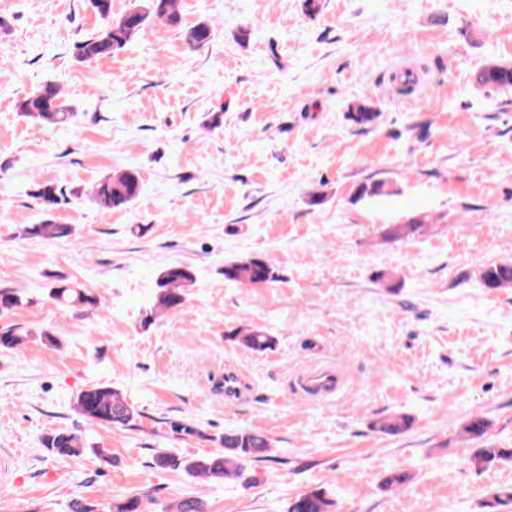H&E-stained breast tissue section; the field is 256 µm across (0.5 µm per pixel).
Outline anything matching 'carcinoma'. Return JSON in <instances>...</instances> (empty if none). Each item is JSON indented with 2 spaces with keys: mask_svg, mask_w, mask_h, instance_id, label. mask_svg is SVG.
I'll list each match as a JSON object with an SVG mask.
<instances>
[{
  "mask_svg": "<svg viewBox=\"0 0 512 512\" xmlns=\"http://www.w3.org/2000/svg\"><path fill=\"white\" fill-rule=\"evenodd\" d=\"M91 7L105 21L97 32L77 44V56L81 59L109 58L120 52L130 40L150 21L177 28L181 24L179 0H144V4L112 18V0H90ZM212 38V28L200 23L185 33V42L192 48L206 45ZM475 82L483 87L501 91L512 89V64L491 62L475 74ZM18 112L35 122L68 127L72 124L74 112L66 104L59 87L44 82L26 94L16 105ZM379 113L371 107L359 104L349 114V120L360 127L373 125ZM141 180L138 171L128 169L112 174L99 181L92 192L91 200L107 210L120 209L135 201L140 194ZM382 181L360 185L354 193L357 200L379 196L384 193ZM36 197L41 201L45 219L32 225L29 233L44 240H58L70 235L66 224H58L52 219V212L64 201V190L54 183L39 186ZM425 216L420 214L403 224H393L389 235L393 239H408L421 234ZM224 278L244 285L266 284L276 280L273 267L260 257H247L224 264ZM485 287L499 289L512 287V265L493 264L480 273ZM193 283L190 268L172 265L164 269L157 280V306L163 313H176L185 301V288ZM48 297L55 304L68 309L88 311L98 307L93 294L70 285L60 283L49 288ZM22 304V297L12 290H0V314L9 312ZM246 348L263 352L272 347L274 338L256 328H241L230 333ZM27 340L14 328L0 329V349L11 350ZM76 409L91 424L121 425L131 427L138 416L137 411L127 403L121 392L109 386L97 385L81 391L76 398ZM489 421L480 414H474L464 430L469 439L479 443L471 457V464L484 470L496 464L512 461V448H501L499 444L486 438ZM221 451L201 456L182 458L168 454L155 457V466L161 469L183 471L192 477L208 480L238 479L247 466L263 461L270 451L269 439L254 430L240 429L226 432L212 438ZM46 452L60 459H78L87 451L85 438L72 432L59 431L46 435L43 439ZM149 495L131 496L121 500L86 504L73 500L70 512H144L143 501ZM333 501L321 488L302 493L288 502L287 512H332ZM167 512H207L203 499L185 497L166 506Z\"/></svg>",
  "mask_w": 512,
  "mask_h": 512,
  "instance_id": "cac0c4a2",
  "label": "carcinoma"
}]
</instances>
